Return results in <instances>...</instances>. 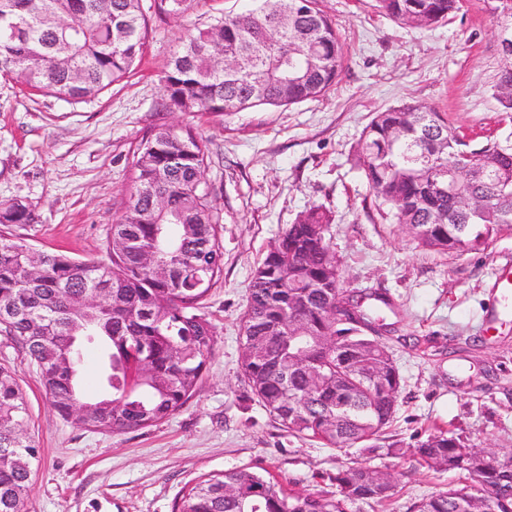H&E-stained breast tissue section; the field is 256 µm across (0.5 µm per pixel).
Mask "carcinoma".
<instances>
[{"label":"carcinoma","instance_id":"1","mask_svg":"<svg viewBox=\"0 0 512 512\" xmlns=\"http://www.w3.org/2000/svg\"><path fill=\"white\" fill-rule=\"evenodd\" d=\"M191 0H153L155 13L177 16ZM261 0L238 19L215 17L194 28L169 60L161 82L166 105L182 112L228 114L287 106L336 84L344 43L319 0ZM402 25L446 22L462 0H377ZM288 14L279 36L273 22ZM19 22L24 35L11 34ZM148 38L142 0H0V76L74 102L95 98L140 62ZM496 99L512 122V62L499 72ZM462 135L435 109L405 104L373 113L357 162L376 198L399 224H421L418 245L458 257L512 228V132ZM205 141L190 129L161 125L141 139L130 165L124 211L111 225L105 262L42 253L29 272V246L0 233V330L36 368L53 408L73 426L100 433L150 428L196 393L216 330L200 313L223 274L213 200L201 174ZM471 177L458 205L439 187L459 167ZM167 203L160 214L157 199ZM16 200L0 207V224H29ZM331 219L314 208L288 225L255 268L241 324L242 368L258 402L292 436L328 447L358 445L372 456L399 455L382 445L393 422L401 379L388 347L366 328L374 305L341 287L326 234ZM91 326L105 345L110 392L83 401L71 336ZM16 372L0 365V512H24L38 444ZM420 465L455 470L459 483L412 502L407 512H512V453L475 465L473 448L437 431L418 445ZM329 489L307 493L270 472L241 466L200 479L175 512H383L395 494L390 475L354 462L327 475Z\"/></svg>","mask_w":512,"mask_h":512}]
</instances>
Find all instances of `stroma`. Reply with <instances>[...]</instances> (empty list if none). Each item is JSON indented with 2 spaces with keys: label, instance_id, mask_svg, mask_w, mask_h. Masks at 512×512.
Here are the masks:
<instances>
[{
  "label": "stroma",
  "instance_id": "35a3bbf8",
  "mask_svg": "<svg viewBox=\"0 0 512 512\" xmlns=\"http://www.w3.org/2000/svg\"><path fill=\"white\" fill-rule=\"evenodd\" d=\"M248 0H193L179 17L149 18L144 57L128 77L75 103L0 77V204L22 201L33 223L14 237L45 252L103 261L107 232L122 214L128 170L142 137L160 125L189 128L209 148L202 179L219 215L224 269L204 303L217 342L196 394L147 430L105 434L63 421L21 347L0 333V364L15 368L39 445L25 512H174L201 477L243 465L297 489L325 490L349 462L389 471L392 512H406L457 482L414 452L438 429L496 453L512 449V314L495 328V273L512 260V230L456 257L423 248L383 209L357 165L372 113L402 104L435 108L459 132L498 128L496 74L504 64L483 0H465L431 27L393 22L375 0H322L347 56L336 86L286 107L232 114L164 108L163 68L198 23ZM329 212L328 236L348 294L390 299L382 340L401 376L387 431L398 456L327 447L284 432L256 401L241 366L240 324L255 267L283 229L311 208Z\"/></svg>",
  "mask_w": 512,
  "mask_h": 512
}]
</instances>
